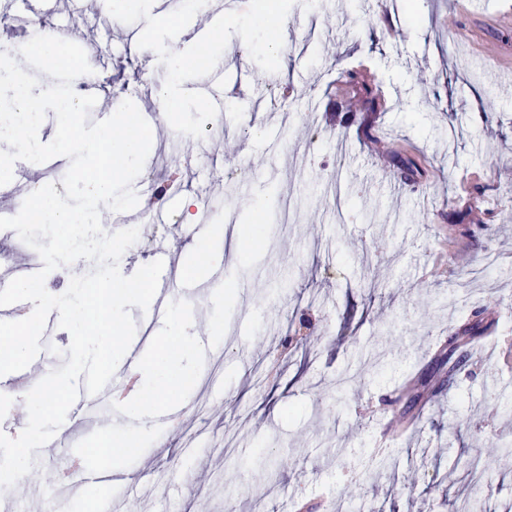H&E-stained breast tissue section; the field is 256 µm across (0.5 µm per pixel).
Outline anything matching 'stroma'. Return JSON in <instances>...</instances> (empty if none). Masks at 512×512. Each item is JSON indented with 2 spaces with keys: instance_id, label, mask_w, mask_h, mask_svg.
Here are the masks:
<instances>
[{
  "instance_id": "stroma-1",
  "label": "stroma",
  "mask_w": 512,
  "mask_h": 512,
  "mask_svg": "<svg viewBox=\"0 0 512 512\" xmlns=\"http://www.w3.org/2000/svg\"><path fill=\"white\" fill-rule=\"evenodd\" d=\"M36 23L0 26V53L29 42L36 25L68 34L91 67L76 78L93 95L90 122L135 99L149 116L152 144L140 181L178 178L164 209L169 223L139 227L121 271L154 260L168 240L177 264L199 244L222 253L214 267L174 278L171 308L197 333L171 336L137 307L132 340L140 359L168 356L172 401L185 403L172 428L140 435L112 378V423L80 415L60 426L57 445L35 450L36 467L78 453L88 471L124 472L107 488L80 480L30 484L12 512H448L467 483L458 458L477 460L483 512H512V95L486 70L512 67V0H303L287 15L291 52L277 72L263 71L241 37L224 50L223 133H178L150 99L149 73L160 64L139 48L143 22L127 24L100 0H49ZM356 74L381 103L372 110L345 82ZM421 156L425 175L400 169L397 153ZM221 196L214 223L223 237L198 234L184 220V192ZM264 245L234 256V226L260 209ZM493 223L494 233L481 224ZM457 287L462 262L483 263ZM493 326L467 346L452 386L438 396L411 380L446 356L449 336L479 320ZM41 366L0 376L14 403L0 407V433L28 423L26 394L63 366L55 349L70 333L44 330ZM367 382L337 392L341 372ZM390 469L368 470L369 447L391 423ZM125 437L132 456L104 452ZM200 444L185 455L181 441Z\"/></svg>"
}]
</instances>
